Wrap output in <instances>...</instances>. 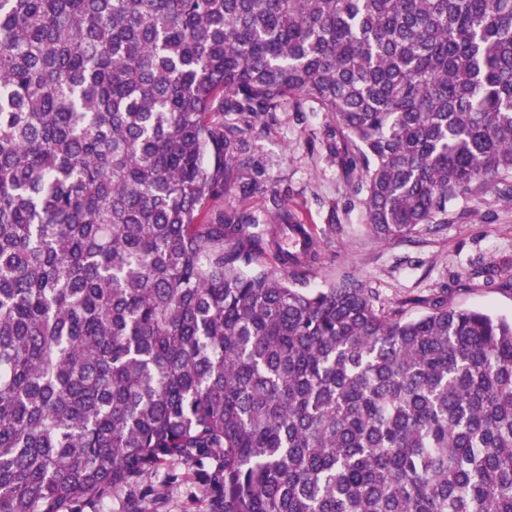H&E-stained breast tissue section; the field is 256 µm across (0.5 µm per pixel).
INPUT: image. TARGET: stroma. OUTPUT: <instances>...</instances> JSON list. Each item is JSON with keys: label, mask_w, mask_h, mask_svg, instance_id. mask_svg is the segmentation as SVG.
<instances>
[{"label": "stroma", "mask_w": 512, "mask_h": 512, "mask_svg": "<svg viewBox=\"0 0 512 512\" xmlns=\"http://www.w3.org/2000/svg\"><path fill=\"white\" fill-rule=\"evenodd\" d=\"M334 126L330 113L310 104L287 106L256 120L248 134V155L260 185L247 196L235 192L210 202V211L233 208L272 227L278 208L309 226L319 261L296 271L301 288H325L353 275L381 298L397 301L444 288L465 309L512 316V291L483 284L470 275L475 262L512 258V202L487 186L454 202L441 230L382 242L364 219L362 195L326 147ZM201 467L175 463L146 476L121 496L84 506L83 512H123L126 501L147 497L151 512H202L206 487Z\"/></svg>", "instance_id": "stroma-1"}]
</instances>
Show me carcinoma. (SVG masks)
<instances>
[{
    "instance_id": "obj_1",
    "label": "carcinoma",
    "mask_w": 512,
    "mask_h": 512,
    "mask_svg": "<svg viewBox=\"0 0 512 512\" xmlns=\"http://www.w3.org/2000/svg\"><path fill=\"white\" fill-rule=\"evenodd\" d=\"M304 102L380 240L511 202L512 0H0V512L205 459L208 512H512L511 317L207 210Z\"/></svg>"
}]
</instances>
